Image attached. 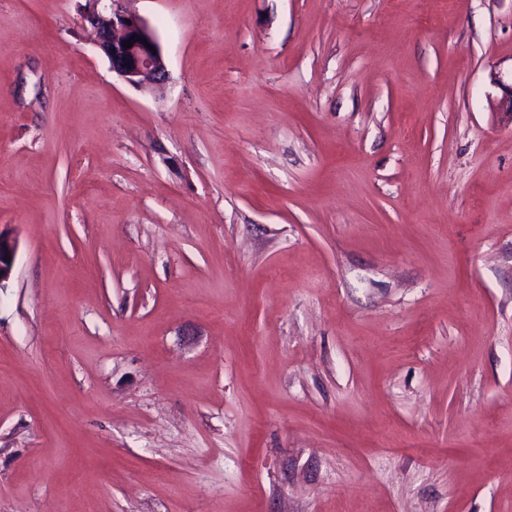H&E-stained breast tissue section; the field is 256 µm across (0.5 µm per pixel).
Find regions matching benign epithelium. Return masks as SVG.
Here are the masks:
<instances>
[{
    "label": "benign epithelium",
    "mask_w": 512,
    "mask_h": 512,
    "mask_svg": "<svg viewBox=\"0 0 512 512\" xmlns=\"http://www.w3.org/2000/svg\"><path fill=\"white\" fill-rule=\"evenodd\" d=\"M122 0H109L108 12L91 11L85 20L97 29V47L106 57L113 73L127 82L148 87L168 81L169 73L159 42L148 24L136 15L125 12ZM135 38L133 46L123 42ZM17 242L0 230V287L10 278Z\"/></svg>",
    "instance_id": "1"
}]
</instances>
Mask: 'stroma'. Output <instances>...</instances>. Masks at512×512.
Masks as SVG:
<instances>
[{"mask_svg":"<svg viewBox=\"0 0 512 512\" xmlns=\"http://www.w3.org/2000/svg\"><path fill=\"white\" fill-rule=\"evenodd\" d=\"M0 0V512H512V0ZM109 13L93 8L85 20L97 29V47L106 57L113 73L127 82L148 87L168 81L169 73L159 42L148 24L136 15L125 12L123 0H108ZM135 36L131 48L123 42ZM142 38L155 48L157 54L146 48ZM16 249L15 238L6 235L0 228V286L10 278ZM6 256L10 257V262H6Z\"/></svg>","mask_w":512,"mask_h":512,"instance_id":"35a3bbf8","label":"stroma"}]
</instances>
